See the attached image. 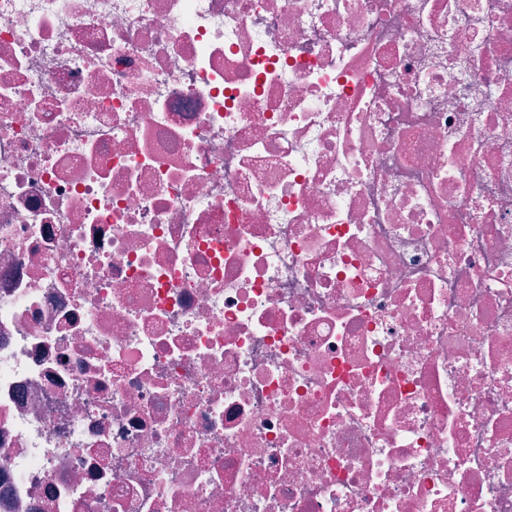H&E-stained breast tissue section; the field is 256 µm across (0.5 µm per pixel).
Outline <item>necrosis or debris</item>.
<instances>
[{"label":"necrosis or debris","mask_w":512,"mask_h":512,"mask_svg":"<svg viewBox=\"0 0 512 512\" xmlns=\"http://www.w3.org/2000/svg\"><path fill=\"white\" fill-rule=\"evenodd\" d=\"M0 512H512V0H0Z\"/></svg>","instance_id":"4bbe7bcc"}]
</instances>
